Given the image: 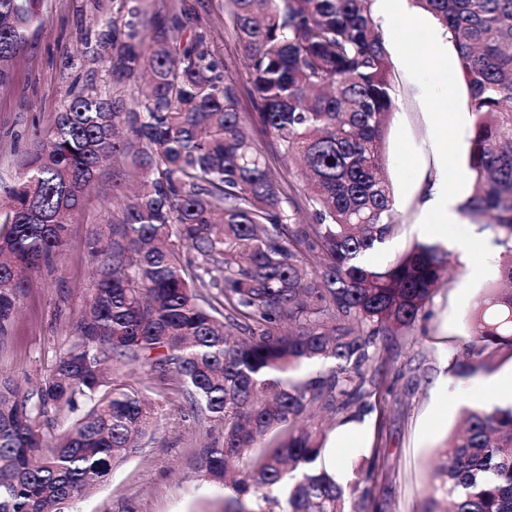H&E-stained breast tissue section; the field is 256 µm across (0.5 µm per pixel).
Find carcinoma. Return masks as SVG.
I'll use <instances>...</instances> for the list:
<instances>
[{
	"mask_svg": "<svg viewBox=\"0 0 512 512\" xmlns=\"http://www.w3.org/2000/svg\"><path fill=\"white\" fill-rule=\"evenodd\" d=\"M44 0H0V85ZM374 0H224L248 60L241 82L184 14L130 10L112 25L110 96L75 94L28 153L0 205V344L31 281L62 271L71 226L103 163L122 216L89 242L95 284L47 382L0 377V512H69L144 448L169 382L211 438L198 473L223 512H372L381 467L343 483L318 465L327 431L358 421L447 270L439 241L384 266L361 257L398 230L384 175L394 108ZM455 47L474 116L470 194L459 205L504 248L501 286L471 309L473 340L452 368L492 370L512 354V0H415ZM138 97L121 96L127 82ZM300 167L285 192L239 112ZM329 367L302 373L309 363ZM139 368L144 382L122 381ZM59 415L67 426L49 429ZM435 450L417 512H512V405L463 409Z\"/></svg>",
	"mask_w": 512,
	"mask_h": 512,
	"instance_id": "carcinoma-1",
	"label": "carcinoma"
}]
</instances>
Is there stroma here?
<instances>
[{
    "label": "stroma",
    "instance_id": "1",
    "mask_svg": "<svg viewBox=\"0 0 512 512\" xmlns=\"http://www.w3.org/2000/svg\"><path fill=\"white\" fill-rule=\"evenodd\" d=\"M138 3L150 13H168L173 5L195 13L209 31L214 53L236 76L245 77L246 58L224 24V0H45L42 27L14 60L12 83L0 86V201L5 186L21 172L36 135L50 126L71 95L90 85L111 88L107 59L112 49L101 35L108 25L127 21ZM378 22L396 88L384 156L399 229L372 253L373 264L384 265L412 243L428 240L420 198L438 170L448 173L453 202L468 195L474 117L454 47L440 58L425 47L417 30L404 29L409 43L401 45L396 30L404 28L402 19L382 16ZM440 112L461 115L462 128L438 129ZM125 178L124 169L104 164L72 227L62 272L34 281L21 300L11 334L0 346V373L22 387L45 380L74 318L90 300L88 240L98 225L111 222L112 184ZM464 241L481 246L479 257L462 259L458 245ZM444 243L450 251V284L434 297L423 331L415 332L400 356L388 362L392 389L381 392L375 409L365 414L362 446L341 451L337 475L346 483L355 480L373 450L386 456L375 490L386 512H412L429 486L434 450L458 425L462 407L483 404L485 383L512 371V358L506 356L493 371L467 378L453 374V358L472 340L467 312L497 281L503 249L492 228L463 217L449 225ZM61 304L66 307L62 316L57 313ZM152 396L164 409L155 443L73 505L72 512H222V493L196 470L199 429L178 388L157 387Z\"/></svg>",
    "mask_w": 512,
    "mask_h": 512
}]
</instances>
